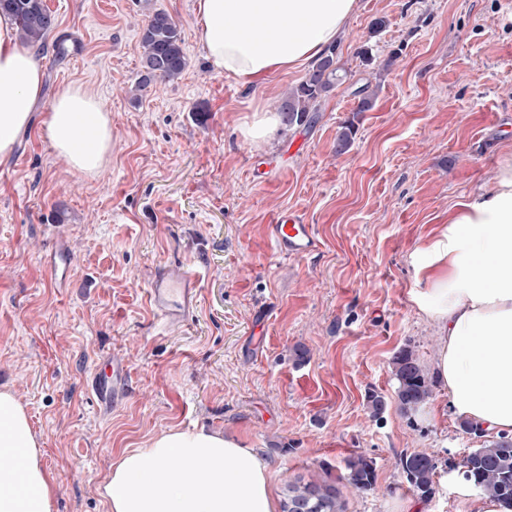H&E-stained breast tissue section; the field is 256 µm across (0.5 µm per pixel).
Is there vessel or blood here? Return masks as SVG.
Returning <instances> with one entry per match:
<instances>
[{"instance_id": "vessel-or-blood-1", "label": "vessel or blood", "mask_w": 512, "mask_h": 512, "mask_svg": "<svg viewBox=\"0 0 512 512\" xmlns=\"http://www.w3.org/2000/svg\"><path fill=\"white\" fill-rule=\"evenodd\" d=\"M277 251L284 256H309L320 242L312 225L297 214H282L273 226ZM199 285L196 277L184 266H166L155 273L147 290V300L166 324L180 325L193 317ZM105 375H94L91 389L97 398H104L111 385L125 383L126 369L120 363H107Z\"/></svg>"}]
</instances>
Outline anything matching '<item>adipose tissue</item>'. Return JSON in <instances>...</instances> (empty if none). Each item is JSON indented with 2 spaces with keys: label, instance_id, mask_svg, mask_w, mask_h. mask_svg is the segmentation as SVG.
Masks as SVG:
<instances>
[{
  "label": "adipose tissue",
  "instance_id": "adipose-tissue-1",
  "mask_svg": "<svg viewBox=\"0 0 512 512\" xmlns=\"http://www.w3.org/2000/svg\"><path fill=\"white\" fill-rule=\"evenodd\" d=\"M358 0H196L194 36L213 72L244 86L318 60ZM35 51L0 15V158L31 126L42 89ZM55 154L96 178L112 117L87 88L64 87L42 122ZM414 302L437 329L433 365L453 414L512 435V154L411 255ZM16 391L0 389V512H52L56 482ZM109 512H278L267 463L232 436L171 429L123 451L102 488Z\"/></svg>",
  "mask_w": 512,
  "mask_h": 512
}]
</instances>
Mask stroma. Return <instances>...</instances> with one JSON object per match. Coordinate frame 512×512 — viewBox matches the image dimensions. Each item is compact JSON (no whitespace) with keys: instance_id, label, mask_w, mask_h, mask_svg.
Masks as SVG:
<instances>
[{"instance_id":"obj_1","label":"stroma","mask_w":512,"mask_h":512,"mask_svg":"<svg viewBox=\"0 0 512 512\" xmlns=\"http://www.w3.org/2000/svg\"><path fill=\"white\" fill-rule=\"evenodd\" d=\"M195 2L47 0L56 24L36 53L35 121L0 160V385L17 391L41 440L53 512H108L101 488L122 451L198 427L259 452L278 493L299 477L342 476L364 454L376 482L365 493L342 486L346 512L404 502L472 512L479 492L460 463L481 437L449 412L405 416L391 361L408 345L432 369L437 341L412 300L410 256L512 154V0H358L336 43L346 78L318 102L315 124L279 125L265 142L242 133L253 108L277 110L307 71L255 88L214 73L194 37ZM155 10L182 27L187 66L136 102L140 35ZM378 18L387 24L375 32ZM371 82L374 104L359 111ZM69 84L112 116V156L94 179L40 134ZM348 124L356 133L340 154ZM285 212L313 225L315 254L277 253L271 226ZM169 264L199 281L194 316L179 326L147 301ZM108 360L126 365L129 384L104 403L90 383ZM373 391L385 398L376 418ZM417 451L438 463L427 501L399 467Z\"/></svg>"}]
</instances>
